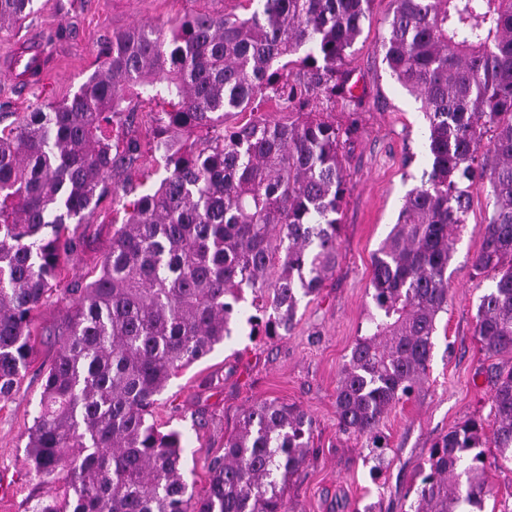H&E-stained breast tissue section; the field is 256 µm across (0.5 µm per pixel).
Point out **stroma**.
I'll return each mask as SVG.
<instances>
[{"label": "stroma", "instance_id": "1", "mask_svg": "<svg viewBox=\"0 0 512 512\" xmlns=\"http://www.w3.org/2000/svg\"><path fill=\"white\" fill-rule=\"evenodd\" d=\"M391 0H374L372 18L353 47L349 64L362 91L360 105L336 98H314L313 107L336 125L357 114V132L341 153L349 191L342 213L338 265L318 296L301 299L292 329L285 335L254 336L239 321L230 338L183 369L161 394L153 418L162 429L183 432V472L188 484L203 489L209 459L224 449L247 407L269 399L299 405L313 420L314 455L294 476L288 496L295 512H408L413 486L431 445L470 418L490 413L495 374L512 368V355L488 356L475 334L479 298L492 281L472 278L488 220V185L472 190L468 220L448 268V310L440 314L428 378L410 400L383 418L388 447L383 465L371 458L365 438L342 434L336 420L340 370L359 336L365 335L372 301V255L395 223L402 198L429 166L421 104L390 75L380 40ZM242 13L241 0H34V11L20 25L0 32V60L19 41L47 35L51 63L43 82L23 92L0 73V117L19 115L71 97L98 68L113 32L138 24L169 26L185 12ZM166 172L149 151L128 166L115 183L137 191L159 184ZM127 198L105 203L69 231L81 242L64 262L59 282L35 313V353L11 395L0 400V512H27L32 498L58 493L60 484L42 482L27 454L29 434L43 390L44 374L57 345L44 331L59 323L71 306L67 287L91 281L125 219ZM485 479L491 490L483 512H512V462L496 448L485 451Z\"/></svg>", "mask_w": 512, "mask_h": 512}]
</instances>
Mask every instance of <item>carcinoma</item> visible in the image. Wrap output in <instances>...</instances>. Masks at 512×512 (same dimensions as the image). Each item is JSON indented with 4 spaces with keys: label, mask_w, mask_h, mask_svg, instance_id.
Returning a JSON list of instances; mask_svg holds the SVG:
<instances>
[{
    "label": "carcinoma",
    "mask_w": 512,
    "mask_h": 512,
    "mask_svg": "<svg viewBox=\"0 0 512 512\" xmlns=\"http://www.w3.org/2000/svg\"><path fill=\"white\" fill-rule=\"evenodd\" d=\"M32 2L0 0V30ZM246 2L247 17L189 12L166 30L112 33L101 69L72 97L0 130L4 398L33 352L35 312L80 247L64 225L92 215L141 153L136 137L112 153L108 125L129 92L170 105L148 141L166 176L130 202L99 276L67 289L71 308L27 445L36 475L63 481V491L28 512H291L288 487L312 435L299 406L245 409L201 493L183 477V433L151 421L179 370L231 336L245 291L251 331L279 336L339 259L348 191L339 149L354 126L324 119L311 96L359 102L346 60L373 0ZM392 2L383 62L422 104L430 169L373 254L375 313L336 389L339 427L366 438L378 460L382 418L427 379L456 235L479 181L492 212L473 271L494 285L479 298L475 335L487 354H512V0ZM258 101L278 116L232 122ZM490 402L492 437L485 421L468 419L436 441L410 512L482 509L484 448L512 461V369L496 374Z\"/></svg>",
    "instance_id": "carcinoma-1"
}]
</instances>
